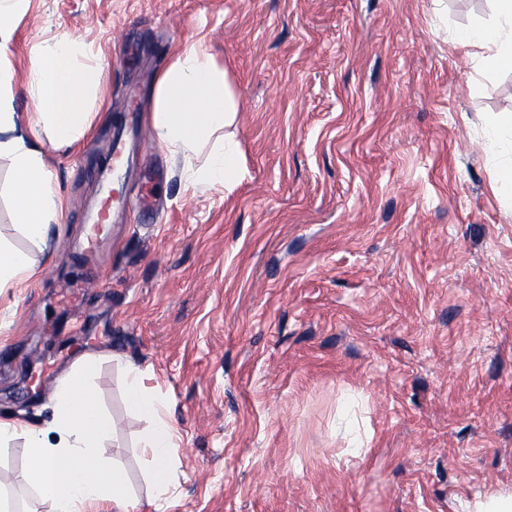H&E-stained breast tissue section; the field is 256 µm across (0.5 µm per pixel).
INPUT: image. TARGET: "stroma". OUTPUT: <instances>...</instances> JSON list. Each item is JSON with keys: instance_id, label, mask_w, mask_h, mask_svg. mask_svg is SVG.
<instances>
[{"instance_id": "stroma-1", "label": "stroma", "mask_w": 512, "mask_h": 512, "mask_svg": "<svg viewBox=\"0 0 512 512\" xmlns=\"http://www.w3.org/2000/svg\"><path fill=\"white\" fill-rule=\"evenodd\" d=\"M491 0H29L10 62L16 111L32 49L67 30L101 48L106 119L80 148H47L65 206L46 248L15 224L0 161V242L40 275L0 293V418L43 426L53 386L95 357L116 423L102 455L146 505L148 418L126 366L166 403L179 450L163 512H475L512 496V67L459 31ZM202 46L239 103L246 174L192 189L128 127L171 56ZM143 142L113 210L101 287L76 249L100 201L115 135ZM23 440L0 447L9 512Z\"/></svg>"}]
</instances>
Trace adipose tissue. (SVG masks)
I'll use <instances>...</instances> for the list:
<instances>
[{"label": "adipose tissue", "instance_id": "adipose-tissue-1", "mask_svg": "<svg viewBox=\"0 0 512 512\" xmlns=\"http://www.w3.org/2000/svg\"><path fill=\"white\" fill-rule=\"evenodd\" d=\"M27 0H0V158L11 168L9 186L17 224L35 245L57 223L63 200L48 168L43 144L77 148L95 130L107 106L101 97L104 68L93 45L63 30L35 48L26 74L33 104L28 134L17 131L14 72L7 58L15 21ZM498 21L461 33L462 42L487 49L499 64H512V0H493ZM150 125L158 147L182 161L181 176L193 187L223 186L232 191L242 177L237 140L238 103L227 68L218 67L202 48L191 46L172 56L155 79ZM37 267L24 251L0 243V292L34 278ZM132 407L147 414L152 426L142 446L154 464V500L168 491L165 465L178 448V436L164 403L144 386V374L128 369ZM53 414L47 427L21 418L0 419V446L24 440L28 460L19 476L49 512H134L137 504L123 470L98 454L114 427L95 401L92 363L82 360L64 374L52 392Z\"/></svg>", "mask_w": 512, "mask_h": 512}]
</instances>
